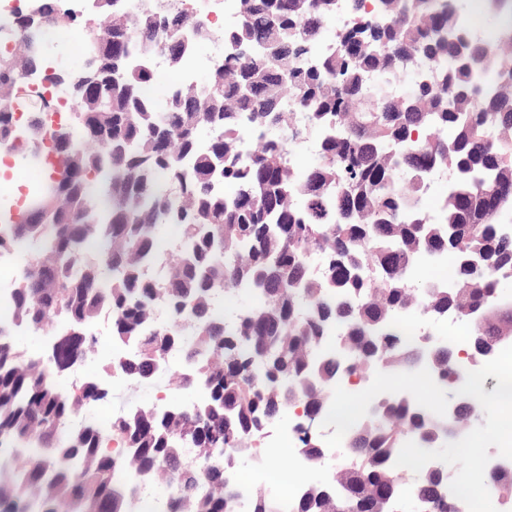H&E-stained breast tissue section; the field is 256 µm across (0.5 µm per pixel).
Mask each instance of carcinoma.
Wrapping results in <instances>:
<instances>
[{
    "mask_svg": "<svg viewBox=\"0 0 512 512\" xmlns=\"http://www.w3.org/2000/svg\"><path fill=\"white\" fill-rule=\"evenodd\" d=\"M235 0L237 23L224 28L223 62L204 85L172 86L163 106L152 93V61L193 56L182 36L212 41L207 23L172 0H95L103 23L41 0L42 20L18 11L0 41V99L20 104L25 73L44 77L39 39L46 24L84 26L79 49L93 80L54 68L50 76L74 93L73 125L49 133L60 159L58 176L42 174L28 201L34 218L0 233V254L27 249L12 289L13 323L0 325V512H124L125 493L112 484L120 463L167 488L172 512H227L224 448H239L262 424L304 404L319 414L324 391L344 372L327 355L313 375L312 350L333 325L356 340L349 370L393 348L413 350L387 317L406 307V282L392 276L418 252L455 258V288L423 294L432 312L467 311L475 347L512 330V305L499 304L492 274L512 268V236L481 194L512 182V0H481L499 21L483 40L461 25L451 0H347V19L333 47L318 55L338 14L337 0ZM242 47L263 51L244 58ZM411 54L428 63L403 93L391 95ZM497 80L482 91L481 72ZM377 75L381 85L369 84ZM26 131L43 130L55 102L39 94ZM492 128L496 140L486 137ZM210 133L201 143L200 131ZM315 135L319 162L299 173L290 149ZM14 113L0 112V148L19 140ZM448 171L441 225L416 203L427 178L421 158ZM176 230L178 245L162 275L144 268ZM344 266L313 276L308 256L336 254ZM244 289L254 302L232 319L213 306L219 290ZM357 297L353 306L334 295ZM164 308L170 320L159 325ZM112 336L138 354L115 356L110 368L129 382L202 386L206 399L188 407L158 405L114 413L107 427L85 415L109 389L94 376L69 387L61 376L95 351L88 332L102 313ZM68 325L49 358L19 350L10 336L24 326L51 334ZM443 382L462 375L454 352L438 350ZM356 440L357 468L345 473V493L320 482L297 512H391L390 464L409 432L425 433L437 410L389 403ZM84 424L64 430L76 419ZM122 450L112 456L110 444ZM444 474L434 472L417 497L431 507Z\"/></svg>",
    "mask_w": 512,
    "mask_h": 512,
    "instance_id": "carcinoma-1",
    "label": "carcinoma"
}]
</instances>
